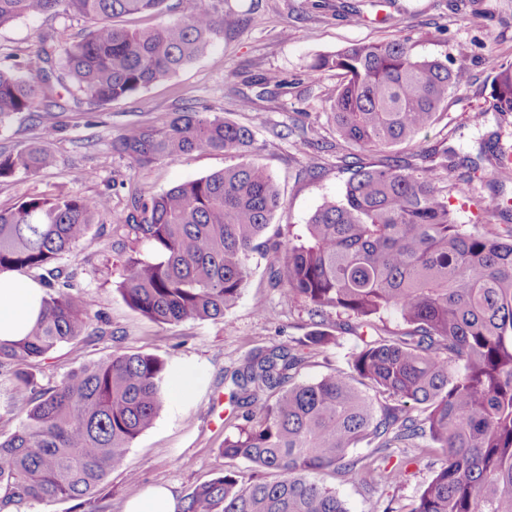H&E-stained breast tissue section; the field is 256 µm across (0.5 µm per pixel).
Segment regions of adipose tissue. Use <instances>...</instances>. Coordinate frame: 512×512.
<instances>
[{
    "label": "adipose tissue",
    "mask_w": 512,
    "mask_h": 512,
    "mask_svg": "<svg viewBox=\"0 0 512 512\" xmlns=\"http://www.w3.org/2000/svg\"><path fill=\"white\" fill-rule=\"evenodd\" d=\"M44 290L32 278L16 271L0 273V343L28 336L42 315Z\"/></svg>",
    "instance_id": "ef3b65f1"
}]
</instances>
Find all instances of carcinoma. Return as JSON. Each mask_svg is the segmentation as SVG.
Instances as JSON below:
<instances>
[{
    "label": "carcinoma",
    "mask_w": 512,
    "mask_h": 512,
    "mask_svg": "<svg viewBox=\"0 0 512 512\" xmlns=\"http://www.w3.org/2000/svg\"><path fill=\"white\" fill-rule=\"evenodd\" d=\"M166 0H0V27L49 13L92 21L87 35L62 46L40 36L35 76L0 68V125L22 112L46 117L54 83L67 77L100 105L163 83L202 56L224 33V0H178V15L144 30L116 19L164 13ZM315 72L341 82L330 105L338 140L386 154L355 166L341 197L327 200L285 245L271 285L303 301L311 315L330 307L370 323L396 316L400 336L364 341L349 370L299 381L302 350L277 345L253 351L231 374L224 474L183 497L177 512H348L327 473L357 478L365 470L397 483L402 466L349 457L361 443L440 448L446 462L410 512H512V214L481 228L457 223L438 170L459 164L444 147L433 164L412 168L389 155L432 127L448 93L467 71L420 56L401 38L354 43L316 58ZM492 109L512 112V65L491 80ZM253 132L190 103L167 126L135 124L114 148L146 166L201 152L240 162L148 198L135 197L116 229L150 243L151 259L131 256L118 290L130 307L162 324L219 320L236 305L249 260L283 206L272 174L247 158ZM41 145L0 148V178L53 166ZM103 199L30 198L0 210V272L40 268L44 314L28 336L0 344V362L25 363L74 344L87 324L82 294L59 281L57 260L103 222ZM318 329L308 343L336 342ZM172 361L114 354L41 387L13 374L21 399L20 430L0 439V512H27L40 502L76 501L96 512L109 473L126 464L133 442L166 403ZM249 464L248 475L238 463Z\"/></svg>",
    "instance_id": "1"
}]
</instances>
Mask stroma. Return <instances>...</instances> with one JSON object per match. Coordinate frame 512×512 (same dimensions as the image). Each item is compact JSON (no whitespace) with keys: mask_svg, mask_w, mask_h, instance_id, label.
<instances>
[{"mask_svg":"<svg viewBox=\"0 0 512 512\" xmlns=\"http://www.w3.org/2000/svg\"><path fill=\"white\" fill-rule=\"evenodd\" d=\"M476 9L481 12L477 18L472 15ZM224 12L223 38L168 83L102 107L91 105L75 87L62 90L61 107L52 116L58 132L46 142L55 166L1 179L0 209L35 196L67 195L107 200L116 216L126 211L133 192L157 194L235 164L232 155L207 152L138 167L114 152L113 141L128 126L164 127L178 105L192 102L252 129V157L270 170L284 200L269 230L288 241L324 201L342 195L349 165L360 155L336 139L329 106L338 77L311 74L310 65L317 56L349 44L395 36L407 39L415 53L451 57L453 67L471 76L464 89L449 95L440 121L403 148V159L423 166L422 149L435 145L476 158V168L442 174L458 223L491 224L496 209L512 208V172L500 173L480 157L484 151L512 153V112L490 109L491 78L500 66L512 63V0H224ZM86 30L84 21L63 16L17 20L0 28V66L36 75L40 34L71 39ZM459 43L468 47L465 56L453 51ZM269 72L279 73L285 85L277 94L263 95L257 82ZM243 93L253 98L246 111L239 107ZM482 110L487 113L484 124L472 127L471 115ZM132 255L149 259L154 251L149 243H131L108 222L93 225L62 256L64 275L89 308L85 337L24 366L44 387L115 353L170 356L202 371L205 384L196 398L188 404L167 401L153 428L134 441L125 466L108 475L97 495V512H123L131 492L156 486L181 498L221 475L225 460L219 447L232 430L226 375L250 351L304 342L314 328L303 304L288 303L269 284L270 269L282 264V253L252 256L243 296L223 319L174 325L143 317L123 299L118 285ZM259 303L265 316L255 312ZM323 319L327 330L336 331L337 342L306 345L300 379L347 369L362 346L356 333L337 329L335 309H326ZM387 454L389 464H406L401 484L376 483L366 474L354 481L325 476L348 512H409L444 460L436 448H391Z\"/></svg>","mask_w":512,"mask_h":512,"instance_id":"1","label":"stroma"}]
</instances>
